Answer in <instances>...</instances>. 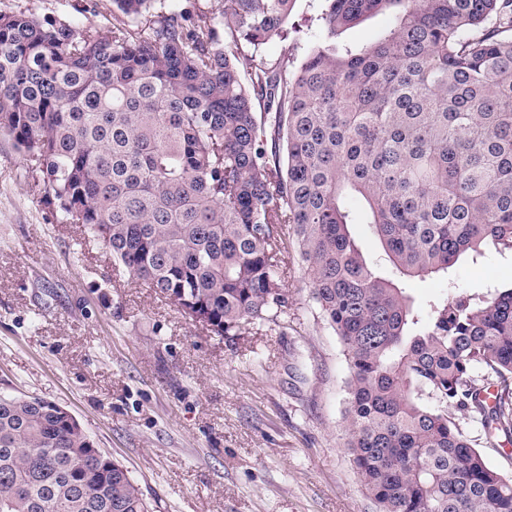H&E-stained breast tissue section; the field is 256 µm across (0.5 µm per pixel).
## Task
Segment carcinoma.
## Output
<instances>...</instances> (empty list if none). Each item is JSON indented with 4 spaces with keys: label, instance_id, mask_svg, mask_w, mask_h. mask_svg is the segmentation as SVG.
<instances>
[{
    "label": "carcinoma",
    "instance_id": "carcinoma-1",
    "mask_svg": "<svg viewBox=\"0 0 512 512\" xmlns=\"http://www.w3.org/2000/svg\"><path fill=\"white\" fill-rule=\"evenodd\" d=\"M294 2L220 0L201 26L115 0L110 31L1 13L0 133L63 223L215 336L280 325L294 251L343 347L345 448L378 512H512V477L454 417L512 437V287L423 308L404 286L512 250V0H327L298 64ZM378 13L374 42H336ZM350 194L389 275L350 234ZM91 444L61 406L0 395V512H151Z\"/></svg>",
    "mask_w": 512,
    "mask_h": 512
}]
</instances>
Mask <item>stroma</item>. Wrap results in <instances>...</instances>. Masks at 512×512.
Masks as SVG:
<instances>
[{"label": "stroma", "mask_w": 512, "mask_h": 512, "mask_svg": "<svg viewBox=\"0 0 512 512\" xmlns=\"http://www.w3.org/2000/svg\"><path fill=\"white\" fill-rule=\"evenodd\" d=\"M111 29L112 0H0ZM453 282L411 279L415 302L512 285V251L462 261ZM282 327L221 338L119 274L60 221L21 150L0 135V394L71 411L154 512H375L344 447L347 364L289 258Z\"/></svg>", "instance_id": "35a3bbf8"}]
</instances>
